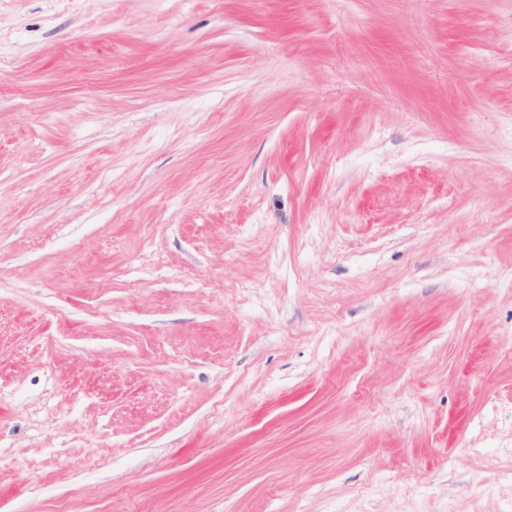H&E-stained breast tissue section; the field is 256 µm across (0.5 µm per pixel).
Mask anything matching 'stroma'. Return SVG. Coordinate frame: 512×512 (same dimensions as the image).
Listing matches in <instances>:
<instances>
[{
  "label": "stroma",
  "instance_id": "1",
  "mask_svg": "<svg viewBox=\"0 0 512 512\" xmlns=\"http://www.w3.org/2000/svg\"><path fill=\"white\" fill-rule=\"evenodd\" d=\"M512 512V0H0V512Z\"/></svg>",
  "mask_w": 512,
  "mask_h": 512
}]
</instances>
